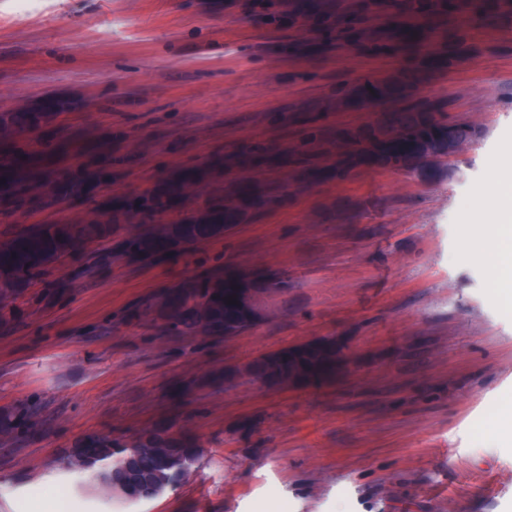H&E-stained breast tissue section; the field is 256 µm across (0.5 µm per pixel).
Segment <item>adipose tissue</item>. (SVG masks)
Here are the masks:
<instances>
[{"mask_svg": "<svg viewBox=\"0 0 512 512\" xmlns=\"http://www.w3.org/2000/svg\"><path fill=\"white\" fill-rule=\"evenodd\" d=\"M470 240L474 256L491 272V288L506 313L512 314V163L493 162L490 179L475 206Z\"/></svg>", "mask_w": 512, "mask_h": 512, "instance_id": "obj_1", "label": "adipose tissue"}]
</instances>
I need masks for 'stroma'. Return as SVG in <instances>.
<instances>
[{"label": "stroma", "instance_id": "obj_1", "mask_svg": "<svg viewBox=\"0 0 512 512\" xmlns=\"http://www.w3.org/2000/svg\"><path fill=\"white\" fill-rule=\"evenodd\" d=\"M293 0H0V112L60 107L58 119L0 140V224L49 222L13 210L10 182L41 194L95 162L97 199L138 194L195 167L206 184L261 170L287 200L223 239L159 263L113 262L65 301L33 302L0 328V411L45 422L0 448V512H512V443L477 423L512 394V315L467 258L465 203L512 136V24L470 17L473 53L422 68L431 46L366 53L327 26L289 17ZM411 75L410 94L476 130L448 178L380 166L298 184L292 159L336 161L335 133L372 113L336 90ZM326 140L303 154L309 126ZM149 141L131 154L127 140ZM245 165L224 166L230 155ZM279 274L253 330L229 339L165 336L127 314L162 289L215 270ZM345 362L327 385L207 382L314 339ZM196 438L199 467L159 498L106 496L67 471L89 435L130 437L158 422Z\"/></svg>", "mask_w": 512, "mask_h": 512}]
</instances>
